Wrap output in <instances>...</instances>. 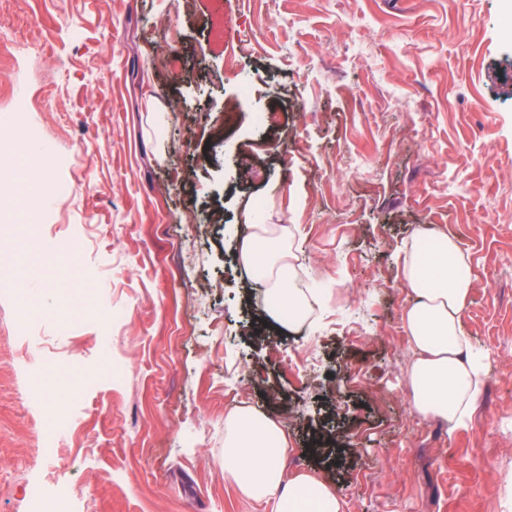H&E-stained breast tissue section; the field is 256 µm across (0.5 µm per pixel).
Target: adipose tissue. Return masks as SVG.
Segmentation results:
<instances>
[{
	"mask_svg": "<svg viewBox=\"0 0 512 512\" xmlns=\"http://www.w3.org/2000/svg\"><path fill=\"white\" fill-rule=\"evenodd\" d=\"M244 267L264 279L266 313L286 327L309 313L315 292L295 288L296 255L283 224H255L240 248ZM403 284L411 298L403 322L415 350L409 383L413 407L425 417L460 424L481 389L482 365L463 328L474 286L468 258L448 235H414L403 251ZM288 438L269 417L240 407L225 421L224 472L255 501L276 512H345L343 499L317 478L284 480Z\"/></svg>",
	"mask_w": 512,
	"mask_h": 512,
	"instance_id": "obj_1",
	"label": "adipose tissue"
}]
</instances>
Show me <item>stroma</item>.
Instances as JSON below:
<instances>
[{
  "instance_id": "35a3bbf8",
  "label": "stroma",
  "mask_w": 512,
  "mask_h": 512,
  "mask_svg": "<svg viewBox=\"0 0 512 512\" xmlns=\"http://www.w3.org/2000/svg\"><path fill=\"white\" fill-rule=\"evenodd\" d=\"M504 4L0 0V150L29 128L26 167L50 186L31 224L0 196V512H273L224 475L241 406L283 421L285 477L346 512H512ZM253 142L258 179L239 166ZM262 215L320 285L295 329L235 260ZM417 230L451 236L476 279L484 387L453 429L407 382Z\"/></svg>"
}]
</instances>
